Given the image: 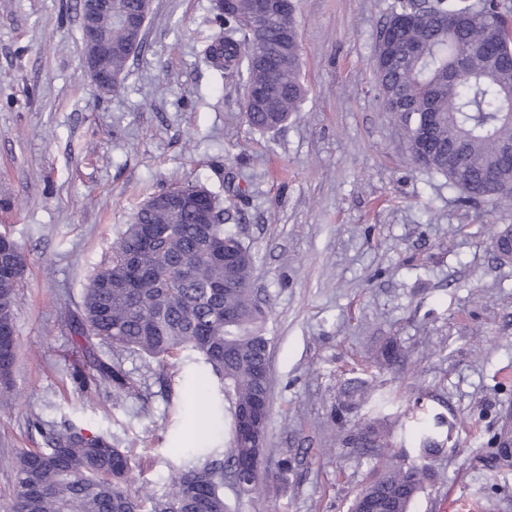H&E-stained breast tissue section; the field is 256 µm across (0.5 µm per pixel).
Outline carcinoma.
Listing matches in <instances>:
<instances>
[{
  "mask_svg": "<svg viewBox=\"0 0 512 512\" xmlns=\"http://www.w3.org/2000/svg\"><path fill=\"white\" fill-rule=\"evenodd\" d=\"M141 0H112V11L100 15L103 34L117 51L100 60L120 88L126 62L143 42L132 43L120 15L140 9ZM255 0H212V23L219 37L204 54L226 80L246 77L244 109L248 124L260 131L284 125L300 110L307 90L301 79L297 25L290 16L261 35L253 30ZM415 17L408 39L422 47L418 55H400L391 67L375 68L386 111L394 114L411 162L448 179L467 201L512 202V167L500 165L504 145L512 144V0H394L388 21ZM292 33L278 73L270 76L251 66V54L282 44ZM493 33L498 57L481 53L460 57L465 45ZM463 59L468 78H448V68ZM495 63H489V60ZM268 89L270 103L253 101L250 89ZM440 113L428 157L415 156L420 104ZM455 148L448 149V144ZM225 208L206 186H178L155 194L136 212L116 241L110 261L94 274L85 291L74 334L95 338L119 353L132 350L159 363L187 349L216 377L224 395V455L173 470L161 496L146 487L132 489L131 457L103 436H87L69 424L48 432V447L23 451L14 468L9 512H231L224 482L233 474L243 494L262 488L259 451L243 435V415L254 406H269V369L273 338L267 335L268 306L252 288L256 255L237 227L226 223ZM15 273L0 276V380H7L17 346L14 336L18 280L26 260L12 243ZM231 250L229 267L215 256ZM89 378L108 384L119 395L128 389L119 360L95 359ZM363 379L347 383L346 405L358 407L374 397ZM345 442L356 448L387 451L385 468L353 499L349 512L371 503L378 512H411L431 479L429 465L406 464L395 447L388 418L367 421ZM439 435L422 429L419 456L442 448Z\"/></svg>",
  "mask_w": 512,
  "mask_h": 512,
  "instance_id": "obj_1",
  "label": "carcinoma"
}]
</instances>
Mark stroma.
<instances>
[{
    "mask_svg": "<svg viewBox=\"0 0 512 512\" xmlns=\"http://www.w3.org/2000/svg\"><path fill=\"white\" fill-rule=\"evenodd\" d=\"M393 0H296L301 112L249 127L244 87L202 55L218 35L210 0H151L143 47L121 89L99 91L83 66L76 0H0V233L22 248L12 400L0 404V512L16 456L73 423L130 451L165 491L188 448L224 445L209 407L215 383L187 354L120 363L126 396L82 388L86 347L67 320L138 207L171 186L233 197L232 221L255 250L253 286L273 338L262 477L266 492L225 488L235 512H348L377 466L345 445L373 404L340 408L361 378L393 416H443L448 440L413 512H512V261L494 235L512 206H467L445 177L413 168L373 72ZM390 339L404 348L383 364ZM291 457L281 472L279 461Z\"/></svg>",
    "mask_w": 512,
    "mask_h": 512,
    "instance_id": "stroma-1",
    "label": "stroma"
}]
</instances>
